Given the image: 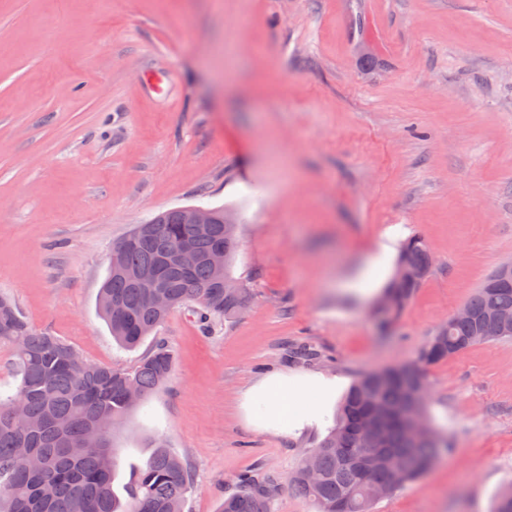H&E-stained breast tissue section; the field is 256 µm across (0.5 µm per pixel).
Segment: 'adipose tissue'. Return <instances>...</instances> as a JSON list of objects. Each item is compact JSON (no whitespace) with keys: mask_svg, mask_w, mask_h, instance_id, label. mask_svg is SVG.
Masks as SVG:
<instances>
[{"mask_svg":"<svg viewBox=\"0 0 512 512\" xmlns=\"http://www.w3.org/2000/svg\"><path fill=\"white\" fill-rule=\"evenodd\" d=\"M342 383V377L322 371L277 370L246 387L239 408L256 430L288 433L321 424Z\"/></svg>","mask_w":512,"mask_h":512,"instance_id":"adipose-tissue-1","label":"adipose tissue"}]
</instances>
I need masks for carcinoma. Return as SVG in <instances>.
<instances>
[{"label": "carcinoma", "instance_id": "carcinoma-1", "mask_svg": "<svg viewBox=\"0 0 512 512\" xmlns=\"http://www.w3.org/2000/svg\"><path fill=\"white\" fill-rule=\"evenodd\" d=\"M185 208L162 211L113 244L108 274L97 306L122 347L135 348L156 332L169 313L148 300L151 289L137 275L156 274L171 299V309L189 306L205 329L231 322L253 299L251 288H226L213 276L206 257L224 242L225 275L234 279L238 249L236 227L224 224V208L214 212L218 223L196 232L184 223ZM189 242L197 255L191 266L165 260L168 249ZM397 260L417 269L433 270L424 239L411 236L400 246ZM424 280L390 279L384 292L392 309L385 318L397 321ZM477 315L489 309L512 310V279L489 288L482 284L466 303ZM509 334L484 329L481 321H448V331H434L414 360L357 376L346 392L327 436L311 450L317 471L307 478L300 464L290 483L308 499L315 512H372L374 490L391 485V492L418 481L450 452L447 437L429 429L411 437L407 420L428 421L426 406L414 391L426 387L424 368L469 347ZM0 341L15 348L17 390L0 397V512H182L189 476L183 461L162 437L151 441L145 466L132 474L129 499L123 503L112 485L116 477L115 433L124 419L169 379L172 356L164 344L133 370H116L82 358L64 339L35 332L14 302L0 296ZM376 448L382 458L393 457L401 476L393 481L380 462L368 464L359 454ZM20 448H32L42 459L25 466ZM274 479L243 475L240 490L224 499L220 512H272Z\"/></svg>", "mask_w": 512, "mask_h": 512}]
</instances>
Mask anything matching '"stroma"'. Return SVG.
<instances>
[{
  "label": "stroma",
  "mask_w": 512,
  "mask_h": 512,
  "mask_svg": "<svg viewBox=\"0 0 512 512\" xmlns=\"http://www.w3.org/2000/svg\"><path fill=\"white\" fill-rule=\"evenodd\" d=\"M182 206L236 217L252 305L207 333L177 309L121 348L97 308L112 246ZM414 234L433 272L384 333L371 307ZM511 258L512 0H0V294L89 361L172 354L116 436L118 497L160 433L182 512L255 470L273 512H314L288 478L326 428L254 431L241 389L411 361ZM425 379L451 451L374 512H490L512 483V340Z\"/></svg>",
  "instance_id": "35a3bbf8"
}]
</instances>
